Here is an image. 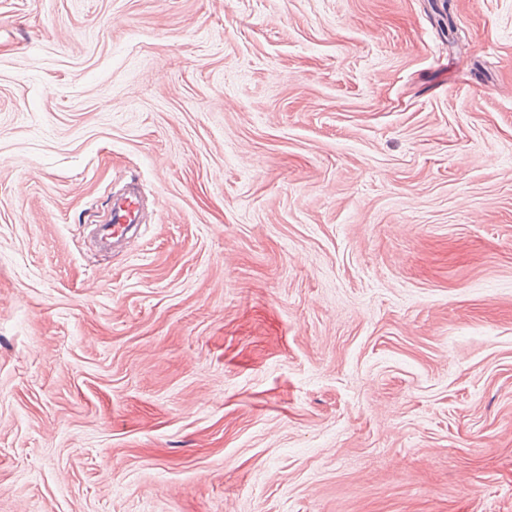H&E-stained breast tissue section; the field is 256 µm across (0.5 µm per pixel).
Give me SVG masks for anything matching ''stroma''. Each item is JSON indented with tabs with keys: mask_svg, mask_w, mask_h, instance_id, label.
Returning <instances> with one entry per match:
<instances>
[{
	"mask_svg": "<svg viewBox=\"0 0 512 512\" xmlns=\"http://www.w3.org/2000/svg\"><path fill=\"white\" fill-rule=\"evenodd\" d=\"M0 512H512V0H0ZM112 238L115 235L122 237L127 228L132 224L141 222L142 219V197L135 190L125 191L116 195L110 208Z\"/></svg>",
	"mask_w": 512,
	"mask_h": 512,
	"instance_id": "stroma-1",
	"label": "stroma"
}]
</instances>
